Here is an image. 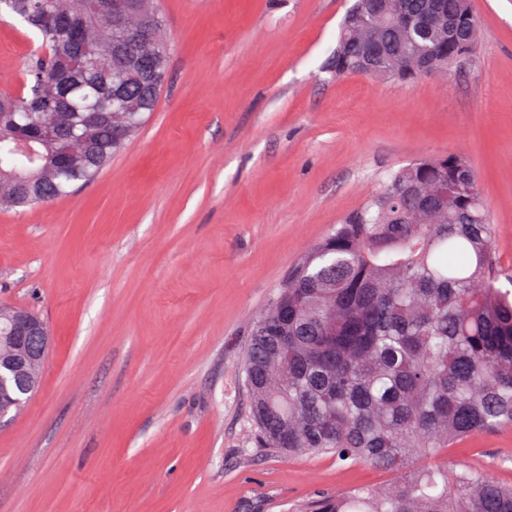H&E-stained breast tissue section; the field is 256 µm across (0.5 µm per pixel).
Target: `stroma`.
<instances>
[{
	"instance_id": "35a3bbf8",
	"label": "stroma",
	"mask_w": 512,
	"mask_h": 512,
	"mask_svg": "<svg viewBox=\"0 0 512 512\" xmlns=\"http://www.w3.org/2000/svg\"><path fill=\"white\" fill-rule=\"evenodd\" d=\"M354 0H161L168 80L66 198L0 210V304L54 337L0 423V512H293L391 473L252 443L243 356L294 262L390 171L465 156L512 288V0H470L476 50L410 84L325 67ZM36 36L0 21V91ZM452 461L512 482V429Z\"/></svg>"
}]
</instances>
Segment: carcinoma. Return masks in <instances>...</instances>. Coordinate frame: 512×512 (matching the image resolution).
<instances>
[{
    "label": "carcinoma",
    "mask_w": 512,
    "mask_h": 512,
    "mask_svg": "<svg viewBox=\"0 0 512 512\" xmlns=\"http://www.w3.org/2000/svg\"><path fill=\"white\" fill-rule=\"evenodd\" d=\"M0 0L31 26L22 90L0 93V208L49 203L86 184L155 110L169 47L160 14L146 84L133 57L112 44L142 22L127 0L121 27L113 0ZM86 24L89 49L61 21ZM331 57V72L356 74L371 50L385 59L374 77L409 82L451 74L472 52L480 22L470 0H354ZM125 84L132 110H118L112 84ZM66 128L47 147L41 136ZM19 136L35 156L13 151ZM82 159L45 167L65 144ZM478 177L456 153L427 156L391 173L381 189L294 264L255 327L244 373L256 442L288 454L329 455L398 475L378 489L353 487L309 502L303 512H512V483L448 463L450 449L512 428V294L502 275ZM427 456L431 467L407 470Z\"/></svg>",
    "instance_id": "obj_1"
}]
</instances>
